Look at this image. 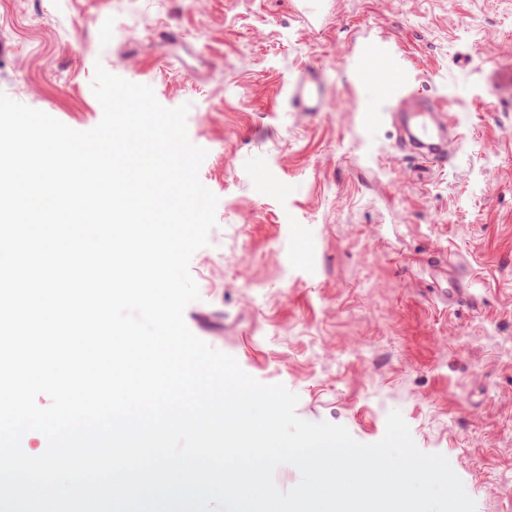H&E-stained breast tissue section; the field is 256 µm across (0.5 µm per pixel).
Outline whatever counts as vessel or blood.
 <instances>
[{"label":"vessel or blood","instance_id":"obj_1","mask_svg":"<svg viewBox=\"0 0 512 512\" xmlns=\"http://www.w3.org/2000/svg\"><path fill=\"white\" fill-rule=\"evenodd\" d=\"M288 104L295 112L327 111L329 102L320 74L309 70L294 78L290 83ZM390 117L412 156L434 162L445 158L450 127L443 103L405 95L392 107Z\"/></svg>","mask_w":512,"mask_h":512}]
</instances>
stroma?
<instances>
[{
	"mask_svg": "<svg viewBox=\"0 0 512 512\" xmlns=\"http://www.w3.org/2000/svg\"><path fill=\"white\" fill-rule=\"evenodd\" d=\"M510 58L512 0H0L12 100L91 129L100 65L188 105L218 198L192 333L358 442L400 411L476 512L512 505ZM312 67L330 109L289 111ZM408 93L452 102L445 162L398 149Z\"/></svg>",
	"mask_w": 512,
	"mask_h": 512,
	"instance_id": "obj_1",
	"label": "stroma"
}]
</instances>
